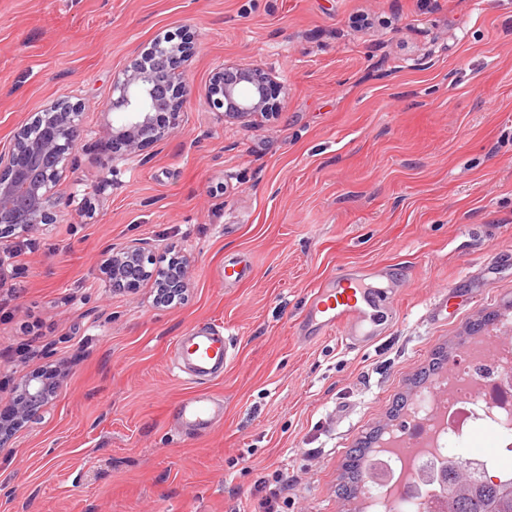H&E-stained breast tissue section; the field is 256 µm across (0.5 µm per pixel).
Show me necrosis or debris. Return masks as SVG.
Instances as JSON below:
<instances>
[{
    "mask_svg": "<svg viewBox=\"0 0 512 512\" xmlns=\"http://www.w3.org/2000/svg\"><path fill=\"white\" fill-rule=\"evenodd\" d=\"M504 373L512 374V343L487 335L440 379V396H419L411 409L412 422L419 432L411 435L401 428L392 431L398 447L381 449L380 454L395 479L370 491L365 512H423L429 489L419 481L424 462L417 456V448L429 444L437 448L439 456H454L458 440L452 431L473 429L471 412L480 399L512 409V392L498 385Z\"/></svg>",
    "mask_w": 512,
    "mask_h": 512,
    "instance_id": "4bbe7bcc",
    "label": "necrosis or debris"
}]
</instances>
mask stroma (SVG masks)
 Returning <instances> with one entry per match:
<instances>
[{
    "label": "stroma",
    "mask_w": 512,
    "mask_h": 512,
    "mask_svg": "<svg viewBox=\"0 0 512 512\" xmlns=\"http://www.w3.org/2000/svg\"><path fill=\"white\" fill-rule=\"evenodd\" d=\"M166 34L193 43L180 126L108 167L113 79ZM228 63L273 75L281 111L211 108ZM56 100L84 137L54 223L0 240V410L65 375L0 447V512H252L277 488L283 512H354L350 451L406 424L435 351L512 322V0H0V144ZM134 239L189 256L181 303L106 287ZM376 265L401 275L367 279L399 289L378 342L298 339L315 285ZM203 324L235 360L196 438L170 348Z\"/></svg>",
    "instance_id": "1"
}]
</instances>
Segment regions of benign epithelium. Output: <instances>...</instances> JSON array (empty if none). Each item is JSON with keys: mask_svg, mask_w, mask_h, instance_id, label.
<instances>
[{"mask_svg": "<svg viewBox=\"0 0 512 512\" xmlns=\"http://www.w3.org/2000/svg\"><path fill=\"white\" fill-rule=\"evenodd\" d=\"M190 54L188 43L158 37L114 79L115 97L104 108L107 115H119L117 123L108 124L112 164L168 139L179 128L189 95L185 72ZM160 62L176 79L158 82ZM273 87L271 76L257 65L226 64L212 78L209 100L229 118L269 116L280 109ZM80 116L81 107L76 104L51 102L0 148V239L54 222L55 208L62 201L58 187L83 136ZM154 257L148 243L134 240L112 252L103 267L104 278L110 286L118 285L131 294L143 283H150L158 290L155 305L161 307L167 294L188 288L191 261L179 252L165 265ZM57 390L58 384L50 385L40 376L26 378L11 416L0 417V446L37 415L34 402L41 398L49 402ZM436 479L438 496L454 490L444 479V467L434 464L429 469V481Z\"/></svg>", "mask_w": 512, "mask_h": 512, "instance_id": "7a95c632", "label": "benign epithelium"}]
</instances>
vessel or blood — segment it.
<instances>
[{"label":"vessel or blood","instance_id":"b4317fda","mask_svg":"<svg viewBox=\"0 0 512 512\" xmlns=\"http://www.w3.org/2000/svg\"><path fill=\"white\" fill-rule=\"evenodd\" d=\"M381 305L375 289L355 278L343 279L313 288L307 320L323 333L335 332L346 343L366 347L380 336L373 312ZM172 353L176 377L196 387L222 376L234 359L229 337L216 325L175 337ZM176 412L182 427L201 437L223 419L224 401L196 390L179 402Z\"/></svg>","mask_w":512,"mask_h":512}]
</instances>
